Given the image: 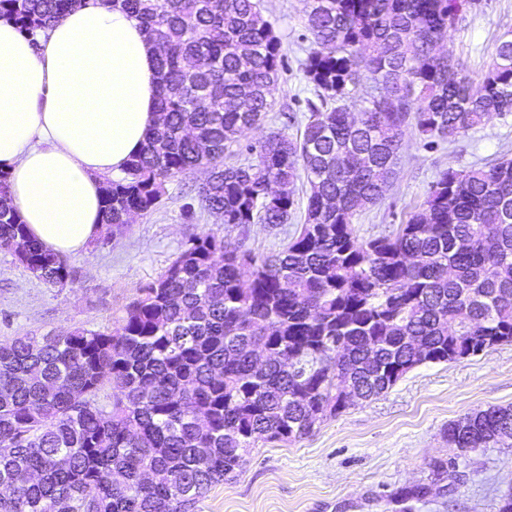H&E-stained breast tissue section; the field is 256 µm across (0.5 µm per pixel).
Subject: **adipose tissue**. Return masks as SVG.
Segmentation results:
<instances>
[{
    "mask_svg": "<svg viewBox=\"0 0 512 512\" xmlns=\"http://www.w3.org/2000/svg\"><path fill=\"white\" fill-rule=\"evenodd\" d=\"M158 50L122 5L95 0L34 34L0 19V171L45 249L79 254L117 176L158 120Z\"/></svg>",
    "mask_w": 512,
    "mask_h": 512,
    "instance_id": "obj_1",
    "label": "adipose tissue"
}]
</instances>
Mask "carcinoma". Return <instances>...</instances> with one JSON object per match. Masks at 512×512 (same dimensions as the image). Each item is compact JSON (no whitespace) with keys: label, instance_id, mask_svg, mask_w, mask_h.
I'll list each match as a JSON object with an SVG mask.
<instances>
[{"label":"carcinoma","instance_id":"obj_1","mask_svg":"<svg viewBox=\"0 0 512 512\" xmlns=\"http://www.w3.org/2000/svg\"><path fill=\"white\" fill-rule=\"evenodd\" d=\"M84 3L0 0V17L30 32ZM469 4L307 0L316 99L297 134L270 132L243 163L235 149L272 111L284 67L263 0H122L160 49V121L104 180V240L198 171L200 209L242 229L289 223L304 178V222L267 256L194 236L111 332L0 343V512H191L247 449L305 438L347 394L371 400L421 364L512 343V158L441 171L390 234L364 240L353 224L395 179L405 129L432 147L512 115V38L476 89L452 49L437 52ZM365 82L378 94L355 115ZM3 182L0 249L65 287L68 260L28 236ZM469 422L448 424V444L512 437L511 407ZM426 493L396 502L411 512Z\"/></svg>","mask_w":512,"mask_h":512}]
</instances>
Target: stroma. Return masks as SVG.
Returning a JSON list of instances; mask_svg holds the SVG:
<instances>
[{
    "label": "stroma",
    "instance_id": "obj_1",
    "mask_svg": "<svg viewBox=\"0 0 512 512\" xmlns=\"http://www.w3.org/2000/svg\"><path fill=\"white\" fill-rule=\"evenodd\" d=\"M266 16L281 39L285 67L269 121L248 142L269 132L295 133L313 98L302 62L312 49L304 25L305 0H264ZM512 35V0H473L464 21L449 27L447 44L481 82L499 40ZM512 151V116L429 149L406 130L397 176L384 198L363 211L354 228L360 238L389 234L422 204L440 171L463 169ZM201 174L167 184L159 209L137 215L126 233L95 242L71 257L74 280L58 288L35 279L0 249V341L58 334L77 327L112 331L141 288L162 274L192 236L212 232L231 246L266 255L278 250L293 225H251L247 235L205 213L186 221L183 207L195 196ZM512 407V344L468 358L423 364L378 398L358 402L317 424L293 443L257 442L235 477L213 485L192 512H398L395 495L426 486L412 512H497L512 493V446L466 453L449 446L450 422L492 407Z\"/></svg>",
    "mask_w": 512,
    "mask_h": 512
}]
</instances>
